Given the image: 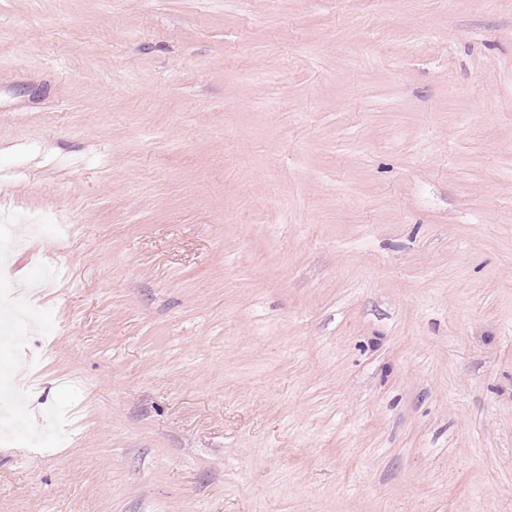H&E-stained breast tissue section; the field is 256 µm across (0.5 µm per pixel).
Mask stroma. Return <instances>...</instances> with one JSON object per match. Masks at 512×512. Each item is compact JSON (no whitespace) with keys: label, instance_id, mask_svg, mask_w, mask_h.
<instances>
[{"label":"stroma","instance_id":"35a3bbf8","mask_svg":"<svg viewBox=\"0 0 512 512\" xmlns=\"http://www.w3.org/2000/svg\"><path fill=\"white\" fill-rule=\"evenodd\" d=\"M0 218V512H512V0H0Z\"/></svg>","mask_w":512,"mask_h":512}]
</instances>
